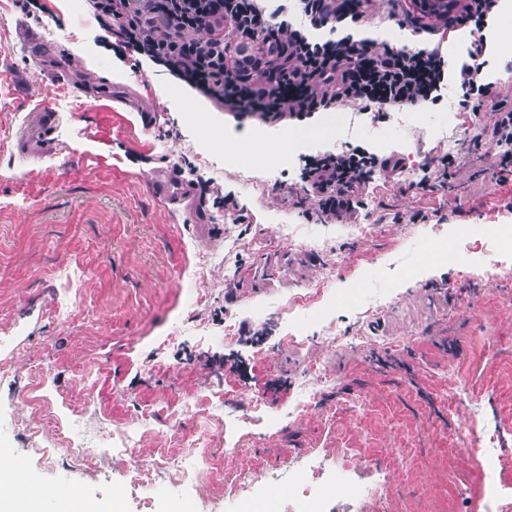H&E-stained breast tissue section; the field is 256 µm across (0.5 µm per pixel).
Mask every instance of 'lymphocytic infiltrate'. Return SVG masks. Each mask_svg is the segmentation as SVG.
I'll list each match as a JSON object with an SVG mask.
<instances>
[{
	"instance_id": "obj_1",
	"label": "lymphocytic infiltrate",
	"mask_w": 512,
	"mask_h": 512,
	"mask_svg": "<svg viewBox=\"0 0 512 512\" xmlns=\"http://www.w3.org/2000/svg\"><path fill=\"white\" fill-rule=\"evenodd\" d=\"M449 30L474 27L467 59L453 65L440 47L415 51L336 37L346 23L371 25L361 0H90L99 27L117 44L165 70L235 119L303 121L351 101L402 108L441 101L449 87L479 111L488 48L484 34L501 0H452ZM500 149L497 180L512 175V110L493 113L469 140ZM388 159L361 147L305 156L301 179L325 215L355 212L356 188Z\"/></svg>"
}]
</instances>
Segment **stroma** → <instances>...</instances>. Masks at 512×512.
I'll return each mask as SVG.
<instances>
[{
	"instance_id": "35a3bbf8",
	"label": "stroma",
	"mask_w": 512,
	"mask_h": 512,
	"mask_svg": "<svg viewBox=\"0 0 512 512\" xmlns=\"http://www.w3.org/2000/svg\"><path fill=\"white\" fill-rule=\"evenodd\" d=\"M0 0V448L43 512L78 490L97 512H512V177L485 144L446 186L426 173L512 108V59L487 53L480 112L456 92L281 152L163 67L105 40L86 0ZM383 42L414 35L363 0ZM56 117L52 145L36 113ZM360 145L359 209L323 218L300 157ZM197 199L165 204L161 176ZM450 243L448 260L426 263ZM97 444L94 455L76 445Z\"/></svg>"
}]
</instances>
